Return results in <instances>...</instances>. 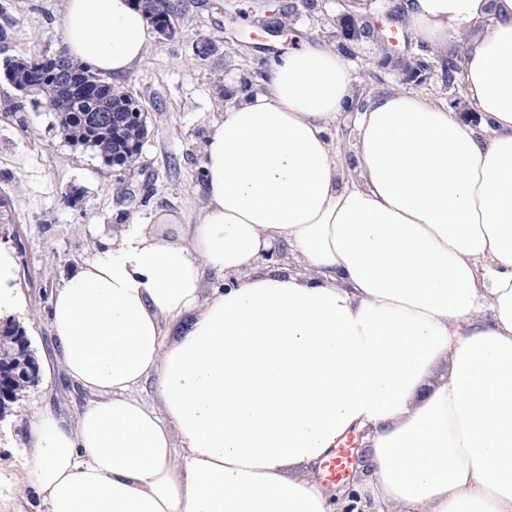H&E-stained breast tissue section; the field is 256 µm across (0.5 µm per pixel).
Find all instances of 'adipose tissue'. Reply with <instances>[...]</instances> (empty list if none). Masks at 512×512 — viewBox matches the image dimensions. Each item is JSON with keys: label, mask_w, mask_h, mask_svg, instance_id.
Segmentation results:
<instances>
[{"label": "adipose tissue", "mask_w": 512, "mask_h": 512, "mask_svg": "<svg viewBox=\"0 0 512 512\" xmlns=\"http://www.w3.org/2000/svg\"><path fill=\"white\" fill-rule=\"evenodd\" d=\"M401 7L415 42L466 35L479 123L370 98L354 181L329 134L350 64L317 40L275 59L213 125L185 238L125 231L54 290L92 399L30 419L45 512H512V0ZM63 40L119 79L151 32L134 0H64ZM278 244L300 270L264 259ZM361 430L369 477L339 501L310 468Z\"/></svg>", "instance_id": "adipose-tissue-1"}]
</instances>
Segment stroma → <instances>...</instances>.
<instances>
[{"mask_svg":"<svg viewBox=\"0 0 512 512\" xmlns=\"http://www.w3.org/2000/svg\"><path fill=\"white\" fill-rule=\"evenodd\" d=\"M294 0H182L178 33L153 39L143 60L119 80L149 113L148 132L131 168L109 167L96 153L65 141L55 114L33 103L0 68V247L15 261L16 284L25 296L19 323L40 367L38 382L0 416V512H38L30 486L28 420L50 408L74 418L90 399L55 361L48 314L52 293L84 259L111 246L128 225L177 241L205 202L204 148L225 103L240 97L243 76L260 79L276 58L313 39L336 46L330 32L345 4L397 44L386 0H318L319 10L294 8ZM63 0H0V25L9 24L5 56L39 58L62 47ZM285 14L272 34L269 14ZM355 101L403 89L394 61L365 42L348 58ZM17 100L23 108L6 111Z\"/></svg>","mask_w":512,"mask_h":512,"instance_id":"obj_1","label":"stroma"}]
</instances>
